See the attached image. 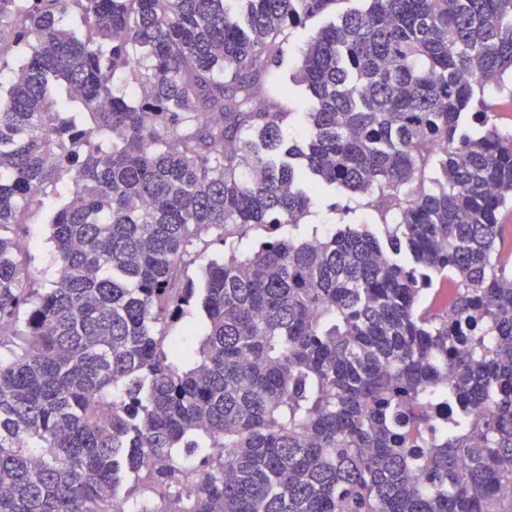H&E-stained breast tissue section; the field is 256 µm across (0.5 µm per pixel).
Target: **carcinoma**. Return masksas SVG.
Here are the masks:
<instances>
[{
  "instance_id": "carcinoma-1",
  "label": "carcinoma",
  "mask_w": 512,
  "mask_h": 512,
  "mask_svg": "<svg viewBox=\"0 0 512 512\" xmlns=\"http://www.w3.org/2000/svg\"><path fill=\"white\" fill-rule=\"evenodd\" d=\"M334 2L0 0V512H512V133L481 98H512V0H366L271 93ZM65 178L40 288L16 228ZM320 186L385 237L282 236ZM360 0H339L331 5L328 12L324 15L317 16L306 22L304 28H300L294 32L291 37V49L286 56L284 63L281 67L272 69L265 77L266 85L269 89L274 90L285 82H288L289 76L295 72L296 57L299 50L305 43L317 32V30L324 25L325 21L334 15H340L350 8L362 7L365 2ZM263 235L264 232L262 230L248 228L225 237L226 242L224 243L213 234L206 236L204 238L205 242L200 243L198 247V252L201 257L195 265L190 267L189 273L197 272L200 265L205 263L208 259L229 252V246L239 254L250 253Z\"/></svg>"
}]
</instances>
